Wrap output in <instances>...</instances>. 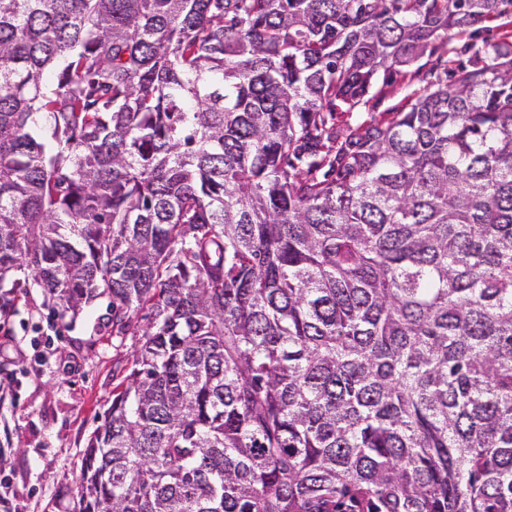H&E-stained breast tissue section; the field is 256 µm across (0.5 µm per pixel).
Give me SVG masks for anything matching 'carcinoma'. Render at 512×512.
Masks as SVG:
<instances>
[{
	"label": "carcinoma",
	"instance_id": "carcinoma-1",
	"mask_svg": "<svg viewBox=\"0 0 512 512\" xmlns=\"http://www.w3.org/2000/svg\"><path fill=\"white\" fill-rule=\"evenodd\" d=\"M512 0H0V289L137 337L74 512H512ZM484 25L487 30L482 33L481 37L491 38L492 42L512 43V10L508 15ZM470 42L468 34L457 37L445 46L437 50L432 56L426 54L405 70L407 74H393L388 85L382 86L383 73L374 87V97L369 101L366 108L362 107L359 112H353L349 116L342 117L352 125L371 119H381L384 112H396L406 102V98L414 90H419L428 81H435L437 77L445 79L444 69L452 65L448 60L466 61L470 54L464 52V45ZM448 49H451L448 51ZM417 71V73H415Z\"/></svg>",
	"mask_w": 512,
	"mask_h": 512
}]
</instances>
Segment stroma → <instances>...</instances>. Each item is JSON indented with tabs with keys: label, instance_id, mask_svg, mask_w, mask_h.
<instances>
[{
	"label": "stroma",
	"instance_id": "35a3bbf8",
	"mask_svg": "<svg viewBox=\"0 0 512 512\" xmlns=\"http://www.w3.org/2000/svg\"><path fill=\"white\" fill-rule=\"evenodd\" d=\"M468 36L424 56L408 73L378 85L350 123L399 110L414 90L443 76L449 60H467ZM13 327L22 348L0 355V385L13 389L0 407V478L15 512H72L86 443L112 400V389L132 361L135 339L106 328L102 297L76 317L54 315L35 283L14 294Z\"/></svg>",
	"mask_w": 512,
	"mask_h": 512
}]
</instances>
